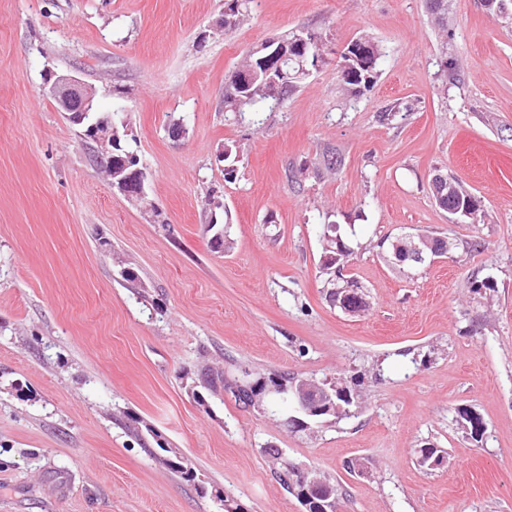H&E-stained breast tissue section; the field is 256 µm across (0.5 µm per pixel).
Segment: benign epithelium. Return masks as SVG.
Here are the masks:
<instances>
[{
  "label": "benign epithelium",
  "instance_id": "obj_1",
  "mask_svg": "<svg viewBox=\"0 0 512 512\" xmlns=\"http://www.w3.org/2000/svg\"><path fill=\"white\" fill-rule=\"evenodd\" d=\"M309 42H316V37L312 34H298L288 41H274L272 57L281 62L292 60L299 47ZM50 93L62 111L66 112L67 118L75 124L82 123L93 111L94 89L75 76H54ZM90 129L94 132V162L106 171L110 187L130 201L143 197L147 181L146 169L140 165L136 155H121L112 150L113 137L116 136L112 115L106 114L98 118L90 125ZM451 248V243L446 240L435 244L427 236L405 234L396 242L394 257L400 265L421 264L449 254ZM332 294L336 306L349 315H359L368 307L366 299L361 297L358 289L348 280L332 289ZM266 393L282 395L291 401L295 414L286 419V424L293 428H304L308 426V421L316 420L324 414H339L344 411L343 404L340 403L345 398L343 386L337 382L318 384L299 379L289 387H269ZM282 477L292 485L298 483L304 487L310 502L307 506L309 512H338V495L334 485L311 476L309 472L291 463L286 466Z\"/></svg>",
  "mask_w": 512,
  "mask_h": 512
}]
</instances>
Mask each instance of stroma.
<instances>
[{"label":"stroma","instance_id":"stroma-1","mask_svg":"<svg viewBox=\"0 0 512 512\" xmlns=\"http://www.w3.org/2000/svg\"><path fill=\"white\" fill-rule=\"evenodd\" d=\"M223 11L0 0V512H223L226 497L305 512L286 460L336 485L339 512H512V0H448L440 26L426 0H251L228 32ZM302 32L321 56L288 99L225 111L246 53ZM360 36L382 55L357 92L339 65ZM50 70L91 85L97 111L125 108L146 205L107 184ZM438 172L478 198L475 218L435 204ZM212 189L231 214L219 253ZM328 222L348 234L362 315L329 299ZM404 234L450 239L451 259L395 265ZM274 375L338 381L349 411L295 431L287 402L229 389Z\"/></svg>","mask_w":512,"mask_h":512}]
</instances>
